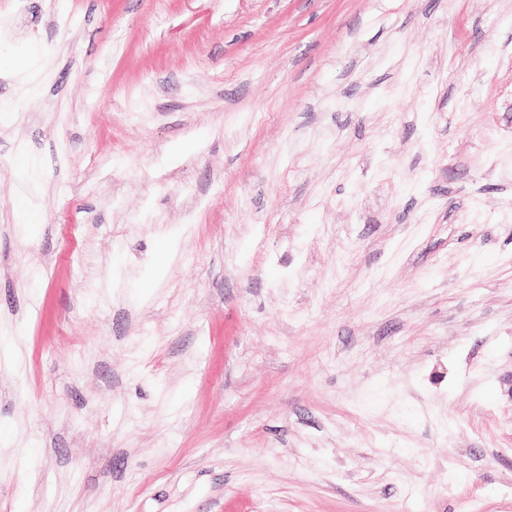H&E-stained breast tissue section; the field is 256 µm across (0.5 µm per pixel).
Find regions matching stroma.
Returning a JSON list of instances; mask_svg holds the SVG:
<instances>
[{"label": "stroma", "mask_w": 512, "mask_h": 512, "mask_svg": "<svg viewBox=\"0 0 512 512\" xmlns=\"http://www.w3.org/2000/svg\"><path fill=\"white\" fill-rule=\"evenodd\" d=\"M0 512H512V0H0Z\"/></svg>", "instance_id": "obj_1"}]
</instances>
